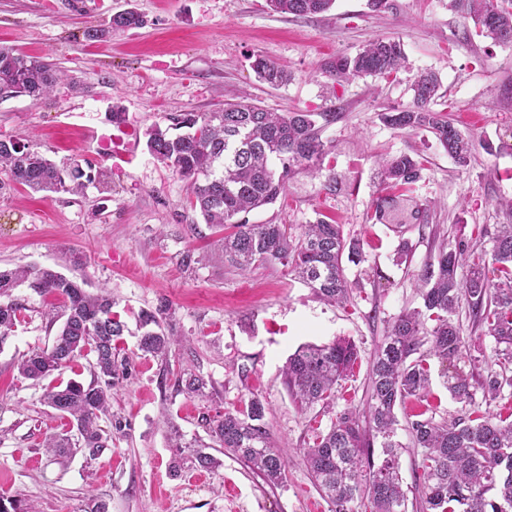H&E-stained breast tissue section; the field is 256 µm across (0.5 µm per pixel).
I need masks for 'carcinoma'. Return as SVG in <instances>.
I'll use <instances>...</instances> for the list:
<instances>
[{"label":"carcinoma","instance_id":"cac0c4a2","mask_svg":"<svg viewBox=\"0 0 512 512\" xmlns=\"http://www.w3.org/2000/svg\"><path fill=\"white\" fill-rule=\"evenodd\" d=\"M267 10L296 17L324 13L335 0H265ZM454 7L470 18L474 35L502 44L512 38V0H455ZM143 17L129 8L114 13L104 27H89L88 40L105 37L114 28L135 29ZM252 68L270 87L288 81L278 63L255 56ZM406 68L403 44L382 37L365 44L353 55H339L320 65V72L340 83L355 78L389 79ZM57 81L53 64L41 57L0 46V95L47 96ZM440 82L421 72L411 83L412 104L380 114L396 129L427 131L456 164L469 165L473 144L448 114L433 108ZM166 127L147 132L146 147L159 161L186 180L190 208L211 228L232 232L220 239L225 263L245 271L259 265L280 264L297 276L321 300L343 304L351 284L343 261H362L359 243L344 238L340 225L319 220L304 225L294 237L283 224H251L247 215L287 195L288 180L299 171L315 174L323 166L329 147L324 127L336 121V108L323 112H274L257 101L233 99L219 112H185L169 118ZM423 162L401 154L385 160L381 175L392 186L416 182ZM34 191L74 192L103 176L90 161L59 167L46 154L18 139H0V174ZM397 198L380 196L374 218L384 224L395 211ZM51 293L62 309L51 320L62 321L52 345L35 349L18 364L21 376L44 380L89 352L94 356L93 379L88 384L70 380L47 387L45 403L67 419L69 430L45 439V447L59 455L76 452L96 455L108 447L99 425L108 414L112 390L130 376L131 362L122 354L128 331L115 301L103 290L90 294L84 282L38 266L0 268V347L14 332L23 306L12 298L21 284ZM422 306L406 310L389 325L377 346L369 369L367 401L363 410L347 408L335 413L327 431L315 430L313 444L304 452L309 474L331 505L332 512H407L409 498L398 466L395 408L407 399L423 396L429 387V360L446 365L463 358L465 339L458 320L466 302L473 326L496 344V368L470 369L446 376V388L461 403L472 404L481 391L485 409L474 408L451 421L424 409L408 419L414 447L423 449L415 477L413 507L422 512H512V413L491 409L512 389V224H503L493 238L491 253L459 239L455 247H442L435 260L418 275ZM138 350L164 358L179 343L168 305L138 314ZM358 357L355 344L334 340L305 344L288 357L283 383L302 408L336 406V385L344 380ZM181 391L204 396L209 380L186 366L176 378ZM265 405L254 395L242 408L226 409L204 417L208 435L223 451L245 460L266 482L279 483L286 463L264 421ZM381 439L382 460L375 463V439ZM191 449L185 461L213 470L221 462Z\"/></svg>","mask_w":512,"mask_h":512}]
</instances>
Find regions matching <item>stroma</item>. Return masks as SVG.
<instances>
[{"label":"stroma","instance_id":"stroma-1","mask_svg":"<svg viewBox=\"0 0 512 512\" xmlns=\"http://www.w3.org/2000/svg\"><path fill=\"white\" fill-rule=\"evenodd\" d=\"M136 9L143 27L115 30L98 42L83 32L120 10ZM465 19L452 0H390L383 12L368 0H335L309 17L273 13L264 0H0V46L45 57L63 77L45 98L0 97V138L32 137L57 165L98 164L104 181L82 192L0 189V266L49 267L104 288L128 327L136 315L169 302L183 346L168 359L141 356L137 338L123 347L129 378L112 394L100 426L112 444L97 456H51L45 437L66 421L43 400L44 386L19 376L27 352L52 344L57 326L46 317L58 300L26 286L13 292L24 317L0 346V496L37 512H85L89 497L108 512H330L305 466L314 429H327L321 407L300 408L282 382L289 355L307 343L348 339L358 350L337 409L362 408L370 362L386 327L420 305L415 281L441 243L459 228H481L475 244L491 250L499 225L512 224V155L493 156L482 140L512 143V46L465 40ZM397 37L408 68L396 79L336 84L321 74L324 60L355 54L368 41ZM264 55L284 66L289 81H259L251 64ZM441 80L436 110L447 112L475 147L459 167L426 132L385 125L381 112L411 104L414 75ZM247 97L276 112H320L338 118L322 137L330 146L323 169L298 173L285 201L252 211L253 224H285L293 235L327 216L357 240L363 260L346 263L353 286L343 306L321 302L279 264L241 272L225 265L216 233L190 209L187 187L146 148V130L183 112H215ZM125 114L113 126V107ZM408 153L425 160L404 204H430L421 219L402 212L398 225L379 224V159ZM411 255L398 262L401 240ZM190 248L209 260L184 269ZM191 362L213 386L209 398L177 391L178 366ZM258 395L265 421L287 461L283 480L268 484L243 461L222 456L212 471L183 469L162 415L183 442L207 440L202 423Z\"/></svg>","mask_w":512,"mask_h":512}]
</instances>
